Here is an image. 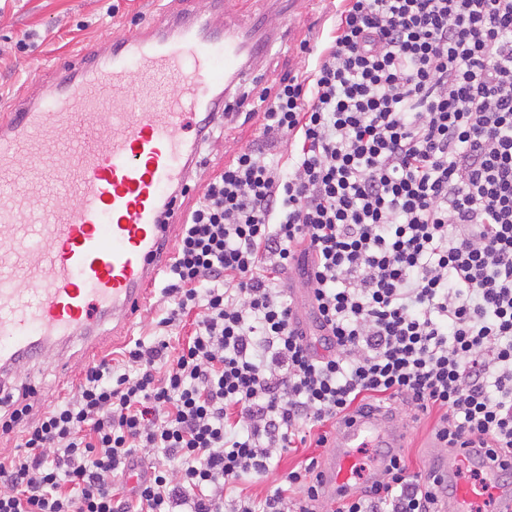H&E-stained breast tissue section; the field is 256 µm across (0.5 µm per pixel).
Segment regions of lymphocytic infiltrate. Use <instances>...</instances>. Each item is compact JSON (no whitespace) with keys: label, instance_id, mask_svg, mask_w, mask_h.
I'll use <instances>...</instances> for the list:
<instances>
[{"label":"lymphocytic infiltrate","instance_id":"1","mask_svg":"<svg viewBox=\"0 0 512 512\" xmlns=\"http://www.w3.org/2000/svg\"><path fill=\"white\" fill-rule=\"evenodd\" d=\"M257 98L258 142L181 228L154 340L88 364L38 419L0 399V433L20 437L0 512H318L314 457L262 502L229 486L396 399L512 484V0H342L314 69ZM286 135L281 170L267 157ZM440 497L399 454L328 512Z\"/></svg>","mask_w":512,"mask_h":512}]
</instances>
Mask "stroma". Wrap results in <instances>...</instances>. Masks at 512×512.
<instances>
[{
	"instance_id": "35a3bbf8",
	"label": "stroma",
	"mask_w": 512,
	"mask_h": 512,
	"mask_svg": "<svg viewBox=\"0 0 512 512\" xmlns=\"http://www.w3.org/2000/svg\"><path fill=\"white\" fill-rule=\"evenodd\" d=\"M201 0H0V111L15 103L23 93L36 94L56 78L58 65L69 54L94 44L117 38L146 23L158 11L187 13L200 7ZM336 0H306L302 10L288 17L287 39L262 54L258 60L255 86L274 83L304 65L303 58L292 51L294 43L309 40L313 49H321L322 38L330 31ZM26 42L19 51L18 42ZM259 134L257 121L217 125L202 147L204 166L192 169L183 198L184 210H191L201 197L207 179L221 171L241 148L251 144ZM160 297H152L150 307L138 319L129 335H113L112 322H104L98 331L99 351H121L132 339L152 342L154 324L160 313ZM68 361L73 376H80L88 364L86 345L78 339L61 349L46 351L40 358L20 365L15 382L16 392L31 391L35 412H42L69 392L60 375L61 361ZM433 417L407 423L403 453L411 471L427 469L433 462L430 446ZM320 447H300L284 453L267 477L243 483L245 496L263 499L281 477L307 457L323 455Z\"/></svg>"
}]
</instances>
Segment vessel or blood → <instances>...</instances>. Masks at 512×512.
<instances>
[{
  "label": "vessel or blood",
  "instance_id": "vessel-or-blood-1",
  "mask_svg": "<svg viewBox=\"0 0 512 512\" xmlns=\"http://www.w3.org/2000/svg\"><path fill=\"white\" fill-rule=\"evenodd\" d=\"M222 10L209 0L186 17L158 14L80 52L44 96H23L0 116V375L91 338L106 318L131 325L149 307L184 217L171 194L197 159L192 121L248 107L231 90L275 42L263 23L216 25ZM60 189L70 204H59ZM405 439L387 411L342 423L318 468L325 495L347 489L353 449L395 450ZM477 465L461 448L445 457L446 512H471L478 488L460 474Z\"/></svg>",
  "mask_w": 512,
  "mask_h": 512
}]
</instances>
